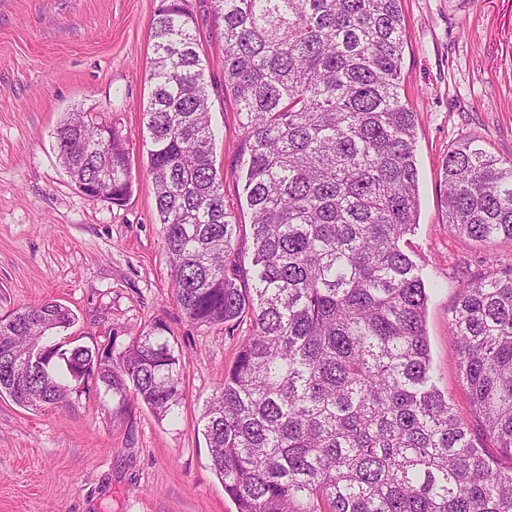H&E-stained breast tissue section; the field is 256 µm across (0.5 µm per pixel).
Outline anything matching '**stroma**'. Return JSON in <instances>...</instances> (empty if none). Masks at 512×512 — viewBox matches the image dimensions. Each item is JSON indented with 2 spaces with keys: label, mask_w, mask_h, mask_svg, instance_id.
Listing matches in <instances>:
<instances>
[{
  "label": "stroma",
  "mask_w": 512,
  "mask_h": 512,
  "mask_svg": "<svg viewBox=\"0 0 512 512\" xmlns=\"http://www.w3.org/2000/svg\"><path fill=\"white\" fill-rule=\"evenodd\" d=\"M159 0H0V318L47 300L75 315L55 338L118 344L162 320L185 355L177 420L93 390L66 407L31 410L0 398V512H237L211 468L200 415L248 323L192 322L177 305L154 187L142 157L151 21ZM210 82L215 164L240 223L244 134L225 98L224 47L212 0H189ZM402 85L418 114L420 215L404 249L426 272L434 381L456 413L474 415L450 322L461 282L512 266V241L488 248L442 222V162L475 137L512 158V0H402ZM81 110L115 123L131 151L122 205L83 195L53 131Z\"/></svg>",
  "instance_id": "stroma-1"
}]
</instances>
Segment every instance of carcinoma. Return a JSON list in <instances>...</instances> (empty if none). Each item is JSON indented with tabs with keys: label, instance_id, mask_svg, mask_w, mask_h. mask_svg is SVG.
<instances>
[{
	"label": "carcinoma",
	"instance_id": "cac0c4a2",
	"mask_svg": "<svg viewBox=\"0 0 512 512\" xmlns=\"http://www.w3.org/2000/svg\"><path fill=\"white\" fill-rule=\"evenodd\" d=\"M401 2L213 0L248 235L224 203L188 0H159L152 19L143 145L174 298L198 324L251 323L200 416L237 512H512V464L436 388L423 268L402 248L420 202ZM53 135L75 184L127 199L117 126L107 145L74 111ZM440 192L451 230L512 241V158L466 140L444 158ZM74 321L56 301L0 319V397L56 407L94 381L114 417L131 396L161 418L178 409L184 357L165 324L101 357L54 340ZM450 331L469 401L512 460V271L459 288ZM35 350L45 358L32 364Z\"/></svg>",
	"mask_w": 512,
	"mask_h": 512
}]
</instances>
